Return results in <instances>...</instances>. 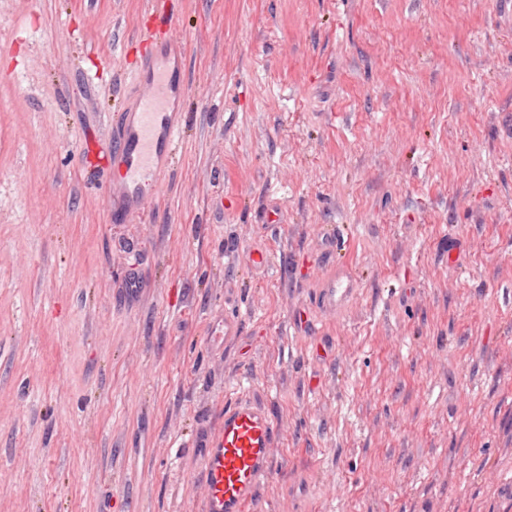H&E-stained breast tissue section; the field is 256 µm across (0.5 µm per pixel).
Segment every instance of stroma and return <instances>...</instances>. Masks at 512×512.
<instances>
[{
    "label": "stroma",
    "instance_id": "1",
    "mask_svg": "<svg viewBox=\"0 0 512 512\" xmlns=\"http://www.w3.org/2000/svg\"><path fill=\"white\" fill-rule=\"evenodd\" d=\"M165 40L184 137L137 224L112 152ZM321 231L359 291L309 333ZM246 388L257 512H512L500 0H0V512H201ZM280 429L266 396L246 390L224 402V419L203 442V512H247L270 474Z\"/></svg>",
    "mask_w": 512,
    "mask_h": 512
}]
</instances>
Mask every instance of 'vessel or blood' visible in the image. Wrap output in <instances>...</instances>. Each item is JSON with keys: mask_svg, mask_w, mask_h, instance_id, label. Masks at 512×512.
Instances as JSON below:
<instances>
[{"mask_svg": "<svg viewBox=\"0 0 512 512\" xmlns=\"http://www.w3.org/2000/svg\"><path fill=\"white\" fill-rule=\"evenodd\" d=\"M133 79L142 91L123 123L114 158L124 172L121 188L135 193V210L141 214L171 168L182 126L173 117L178 92L162 67L135 70ZM357 294L352 270L339 265L321 280L315 306L320 314L335 315ZM279 434L262 392L249 389L225 402L222 423L204 438V512H250L260 482L270 473Z\"/></svg>", "mask_w": 512, "mask_h": 512, "instance_id": "vessel-or-blood-1", "label": "vessel or blood"}]
</instances>
